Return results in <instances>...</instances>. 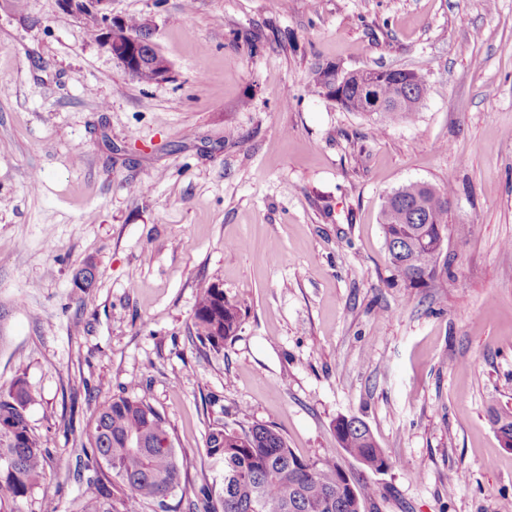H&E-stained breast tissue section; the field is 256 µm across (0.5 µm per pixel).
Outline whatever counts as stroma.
Returning <instances> with one entry per match:
<instances>
[{
	"label": "stroma",
	"mask_w": 512,
	"mask_h": 512,
	"mask_svg": "<svg viewBox=\"0 0 512 512\" xmlns=\"http://www.w3.org/2000/svg\"><path fill=\"white\" fill-rule=\"evenodd\" d=\"M149 20L168 80H134L58 0H0V387L24 376L47 490L20 512H80L86 430L133 387L183 461L169 512L222 462L217 424L335 451L366 512H502L512 451V0H111ZM259 33L250 50L238 33ZM425 76L412 120L319 95L318 63ZM411 182L452 187L447 272L406 287L380 224ZM469 227L458 236L456 225ZM93 263V288L73 278ZM216 285L242 323L192 325ZM363 420L391 461L341 452ZM193 319L197 337L218 349L236 335L242 316L237 305L224 300L219 288L207 285L201 289Z\"/></svg>",
	"instance_id": "35a3bbf8"
}]
</instances>
